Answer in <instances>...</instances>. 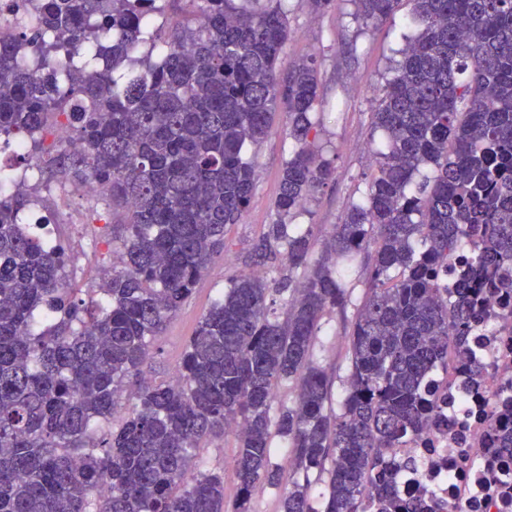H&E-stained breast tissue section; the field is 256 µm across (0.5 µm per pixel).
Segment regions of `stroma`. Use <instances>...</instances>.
<instances>
[{
  "instance_id": "stroma-1",
  "label": "stroma",
  "mask_w": 512,
  "mask_h": 512,
  "mask_svg": "<svg viewBox=\"0 0 512 512\" xmlns=\"http://www.w3.org/2000/svg\"><path fill=\"white\" fill-rule=\"evenodd\" d=\"M288 22L292 36L284 48L287 62L317 59L318 103L314 119L319 125L318 144L323 159L335 169V180L318 191L306 205L297 223L313 227L323 239L339 223L351 202L361 199L366 181L375 169L379 136L373 135L371 117L390 67L404 45L408 30L409 0H400L391 21L366 25L357 17L354 0H338L323 12H314L308 0H288ZM294 148L283 114H276L269 135L250 147L248 158L256 172V188L250 205L238 224L228 232V248L214 256L208 275L202 277L192 295L170 319L150 345L143 367L148 379H167L176 373L185 345L201 317L224 291L229 275L247 271L246 250L275 218L273 204L278 193L280 170ZM25 191L35 204L30 218L48 217V230L67 248L71 283L80 299L99 287L118 254L102 242V223L119 224L121 212L109 210L105 195L83 196L70 186L43 188L26 181ZM237 451L233 435L201 443L200 455L212 467L224 471V498L233 500L236 479L231 462Z\"/></svg>"
}]
</instances>
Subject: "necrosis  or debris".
I'll list each match as a JSON object with an SVG mask.
<instances>
[{
  "mask_svg": "<svg viewBox=\"0 0 512 512\" xmlns=\"http://www.w3.org/2000/svg\"><path fill=\"white\" fill-rule=\"evenodd\" d=\"M472 342L486 371L469 375L468 354L448 365L445 424L392 451L414 458L419 468L411 488L443 499L463 512H512V455L498 448L496 427L504 402L512 398V293L496 298L475 323Z\"/></svg>",
  "mask_w": 512,
  "mask_h": 512,
  "instance_id": "necrosis-or-debris-1",
  "label": "necrosis or debris"
}]
</instances>
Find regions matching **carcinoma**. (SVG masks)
<instances>
[{
	"mask_svg": "<svg viewBox=\"0 0 512 512\" xmlns=\"http://www.w3.org/2000/svg\"><path fill=\"white\" fill-rule=\"evenodd\" d=\"M283 2L0 0L24 11L0 36V144L48 184L94 180L127 215L112 225L120 262L87 304L64 247L21 226L29 196L0 177V512H252L260 486L280 490V512H418L397 491L415 463L389 451L442 420L448 356L468 351L493 290L512 289V0H410L417 33L372 115L376 168L318 250L291 218L335 169L311 120L317 60L278 75ZM354 2L373 25L399 0ZM279 110L295 147L248 256L286 266L230 276L177 378L148 381L151 339L225 249L255 187L246 147ZM470 235L478 253L441 287ZM361 253L354 305L336 266ZM351 306L335 410L313 350L325 316ZM284 381L296 400L276 408ZM232 423L230 504L196 450ZM478 247L479 240L476 237L467 238L461 242L451 260L448 261V269L447 264H444L441 270L440 277L442 278L443 285L445 287L448 286V288H456V268H459V264L462 263L464 259L470 257L474 252H476Z\"/></svg>",
	"mask_w": 512,
	"mask_h": 512,
	"instance_id": "obj_1",
	"label": "carcinoma"
}]
</instances>
